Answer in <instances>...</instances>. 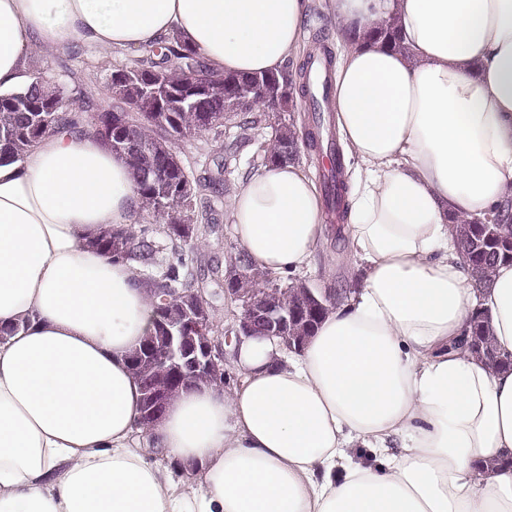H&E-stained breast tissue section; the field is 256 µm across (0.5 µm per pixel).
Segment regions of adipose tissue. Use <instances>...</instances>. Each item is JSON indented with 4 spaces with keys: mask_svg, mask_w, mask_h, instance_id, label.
<instances>
[{
    "mask_svg": "<svg viewBox=\"0 0 512 512\" xmlns=\"http://www.w3.org/2000/svg\"><path fill=\"white\" fill-rule=\"evenodd\" d=\"M360 32L336 67L355 163L356 288L300 352L244 340L232 389L197 383L150 435L129 356L155 312L137 267L92 247L136 205L94 135L44 136L0 162V512H512V369L460 342L485 317L512 354V264L481 284L454 218L512 214V0H324ZM309 0H0V93L79 41L174 35L215 74L277 71ZM394 20L405 52L365 39ZM251 263L277 276L324 240L312 178L264 166L228 203ZM369 448L373 459L350 450Z\"/></svg>",
    "mask_w": 512,
    "mask_h": 512,
    "instance_id": "ef3b65f1",
    "label": "adipose tissue"
}]
</instances>
